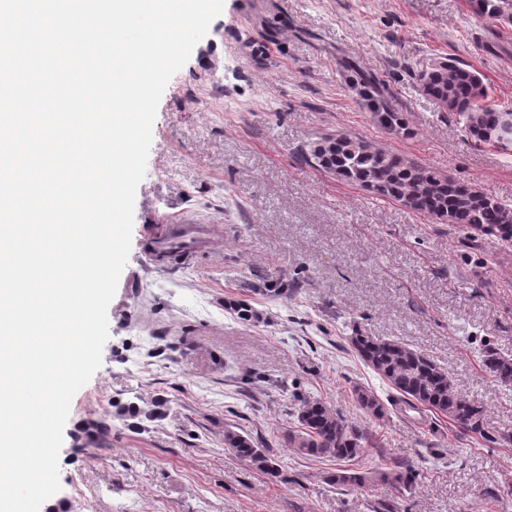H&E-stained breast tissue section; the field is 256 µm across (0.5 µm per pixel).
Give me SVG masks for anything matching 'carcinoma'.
<instances>
[{"label":"carcinoma","instance_id":"obj_1","mask_svg":"<svg viewBox=\"0 0 512 512\" xmlns=\"http://www.w3.org/2000/svg\"><path fill=\"white\" fill-rule=\"evenodd\" d=\"M473 13L493 21L512 24V0H467ZM340 69L352 74V86L362 103L389 127L400 125L401 104L389 86L377 76L359 69L353 58L339 60ZM421 91L441 102L445 111L455 114L476 141L496 132L512 109L484 104L488 91L481 75L450 58L437 62L416 76ZM306 159L316 167L350 183L367 187L380 196L401 202L425 215L450 224H461L480 235L512 239V207L493 195L448 176L443 177L402 154L374 147L347 134L320 138L310 147ZM357 357L375 371L408 407L445 417L461 434H479L482 439L512 444V436L490 435L483 427V409L477 400L460 393L449 374L422 352L397 340L372 336L359 329L349 337ZM483 366L493 380L512 386V358L492 349L486 351ZM355 402L375 420L384 418L387 407L374 392L356 386ZM112 431V420L105 414L86 429L88 442ZM281 446L302 457L354 461L371 445L367 431L347 421L339 412L318 400H306L299 407L297 422L284 429ZM225 450L249 462L272 478L281 477L276 460L265 448L235 430L224 432ZM417 473L411 467L378 474V480L398 489L410 488ZM368 476L356 470H340L329 475L336 486L361 485Z\"/></svg>","mask_w":512,"mask_h":512}]
</instances>
